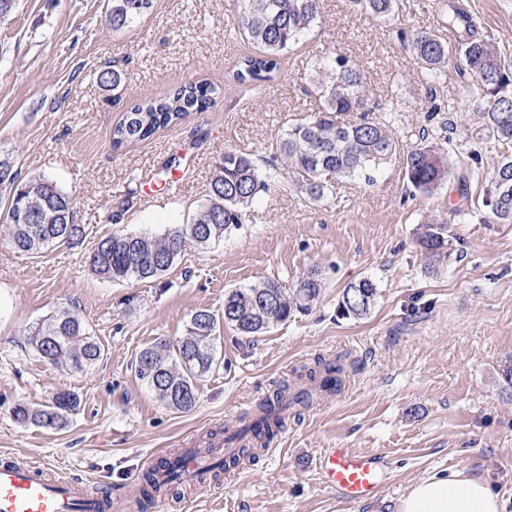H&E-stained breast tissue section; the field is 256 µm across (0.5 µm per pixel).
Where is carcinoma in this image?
<instances>
[{"label": "carcinoma", "mask_w": 512, "mask_h": 512, "mask_svg": "<svg viewBox=\"0 0 512 512\" xmlns=\"http://www.w3.org/2000/svg\"><path fill=\"white\" fill-rule=\"evenodd\" d=\"M241 9L232 29L252 46V52L238 58L227 71L229 81L257 90L281 73L283 55L304 41L320 22L321 0H240ZM356 13L390 17L397 0H350ZM153 6V0H112L109 23L120 31ZM448 29L454 31L451 45L437 34L400 32L403 46L417 60L423 79L437 83L448 68L450 57L459 59L457 73L462 87L475 83L480 90L477 108L480 129L466 133L472 144L468 162L458 168L448 148L457 130L443 121L440 131L410 147L403 158L404 176L413 192L426 196L440 190L449 180L458 179L467 193L471 183L484 187L482 206L501 224L512 223V158L504 157L488 176L482 167L481 151L489 142L512 143V61L491 41L475 35L473 17L458 6L449 5ZM308 94L318 100V110L302 120L288 123L270 147L268 171L263 172L250 154L227 150L210 183L205 201L191 222L162 235L112 234L101 238L91 255L93 272L113 282L157 280L173 270L187 242L207 247L239 227L244 210L256 198L286 179L288 186L313 201L336 196V183L360 179L375 181L381 163L396 153V144L383 113L395 108L370 100L362 69L343 53L328 50L312 64ZM219 88L207 82H188L166 93L144 100L124 112L112 128V147L119 150L134 142L146 141L190 115L211 111L217 104ZM345 114L351 122L341 121ZM10 187L3 223L9 226L13 246L25 253L39 254L65 239L80 243L85 228L73 222V201L58 185L44 177H21L14 161L0 155V187ZM419 244L433 257L448 253V220L435 219L417 228ZM315 275L302 279L293 294L275 281L259 286L235 288L224 296V316L200 309L190 318L188 335L175 342L161 340L141 350L135 360V374L167 408L187 412L198 402L197 381L215 365L216 333L221 325L233 327L240 335L253 337L276 323L288 321L296 310H306L321 293ZM378 296L371 278L348 284L337 313L343 318H362L370 313ZM33 343L41 358L68 370L81 371L95 364L102 346L86 332L81 321L67 310L46 317L33 333ZM341 365H326L320 387L338 392L343 384ZM309 392L288 394V386L278 389L261 407L266 414L272 404H303ZM80 406L73 391L53 393L49 401L34 408L13 407L14 419L52 430L64 428Z\"/></svg>", "instance_id": "1"}]
</instances>
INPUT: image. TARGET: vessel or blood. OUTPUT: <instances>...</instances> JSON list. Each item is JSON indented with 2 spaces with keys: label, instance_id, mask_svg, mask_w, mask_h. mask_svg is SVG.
Instances as JSON below:
<instances>
[{
  "label": "vessel or blood",
  "instance_id": "b4317fda",
  "mask_svg": "<svg viewBox=\"0 0 512 512\" xmlns=\"http://www.w3.org/2000/svg\"><path fill=\"white\" fill-rule=\"evenodd\" d=\"M206 459L195 438L184 441L180 461L189 480H198ZM54 467L49 459L38 464L0 461V512H99L98 497L78 480L54 476ZM318 475L320 487L334 492L351 510L376 499L390 481L379 454L346 448L326 449Z\"/></svg>",
  "mask_w": 512,
  "mask_h": 512
}]
</instances>
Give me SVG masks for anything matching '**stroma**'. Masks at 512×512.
<instances>
[{
	"label": "stroma",
	"mask_w": 512,
	"mask_h": 512,
	"mask_svg": "<svg viewBox=\"0 0 512 512\" xmlns=\"http://www.w3.org/2000/svg\"><path fill=\"white\" fill-rule=\"evenodd\" d=\"M447 2L399 0L386 19L323 0L320 28L286 52L278 79L249 95L226 77L230 58L249 51L231 31L237 0H154L118 32L107 21L111 0H16L0 17V153L23 177H48L70 195L87 236L29 255L0 228V459L49 458L64 475L137 501L153 452L174 454L190 433L223 431L294 369L339 359L341 391L289 418L247 477L181 487L165 512H346L318 485L314 460L328 448L376 452L390 464L391 485L358 512H397L416 482L452 471L485 479L512 512V383L503 375L512 365V224L489 217L481 187L465 198L453 182L411 194L400 152L374 184L342 183L322 202L272 187L240 229L204 249L186 244L160 279L115 284L88 266L112 232L161 234L190 223L225 151L267 155L289 120L316 108L305 77L322 49L353 59L374 99L397 103L391 134L401 151L415 145L435 127L430 97L457 96L458 77L451 66L440 84H424L399 35L453 40ZM458 2L477 33L512 59V0ZM112 67L123 74L116 92L97 79ZM187 81L222 85L224 97L212 111L113 149L112 128L131 105ZM175 154L187 155L189 169L170 191L160 171ZM433 218L447 219L452 237L439 262L415 240L418 224ZM310 274L323 284L311 309L251 338L221 327L219 362L198 380L191 411L167 409L136 376L140 350L185 336L199 309L221 313L231 289L274 280L290 292ZM366 277L378 284L370 313L339 316L343 289ZM62 309L101 344L91 367L62 369L30 343L31 329ZM61 390L81 399L64 429L14 420L15 404L37 407Z\"/></svg>",
	"instance_id": "stroma-1"
}]
</instances>
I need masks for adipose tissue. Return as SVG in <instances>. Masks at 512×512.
<instances>
[{
	"label": "adipose tissue",
	"mask_w": 512,
	"mask_h": 512,
	"mask_svg": "<svg viewBox=\"0 0 512 512\" xmlns=\"http://www.w3.org/2000/svg\"><path fill=\"white\" fill-rule=\"evenodd\" d=\"M399 512H501V504L486 481L454 471L415 483Z\"/></svg>",
	"instance_id": "1"
}]
</instances>
